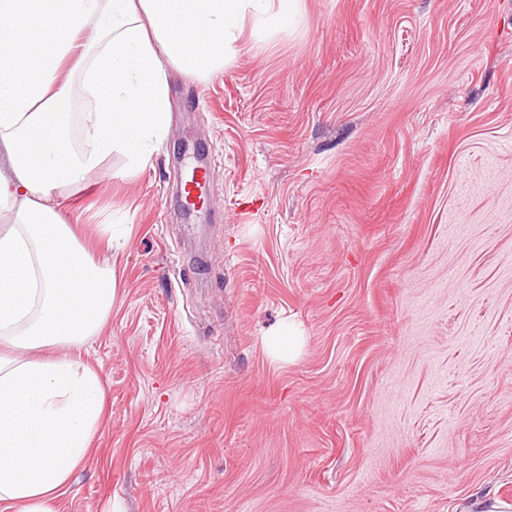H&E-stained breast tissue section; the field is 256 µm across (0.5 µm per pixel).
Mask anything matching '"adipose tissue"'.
Wrapping results in <instances>:
<instances>
[{
	"label": "adipose tissue",
	"mask_w": 512,
	"mask_h": 512,
	"mask_svg": "<svg viewBox=\"0 0 512 512\" xmlns=\"http://www.w3.org/2000/svg\"><path fill=\"white\" fill-rule=\"evenodd\" d=\"M296 0H0V507L56 512L91 453L104 393L71 349L112 313L115 270L55 193L113 152L146 167L170 128L169 72L205 75L234 53L247 12L290 20ZM90 111L80 148L72 82Z\"/></svg>",
	"instance_id": "ef3b65f1"
}]
</instances>
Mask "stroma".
<instances>
[{"label":"stroma","instance_id":"1","mask_svg":"<svg viewBox=\"0 0 512 512\" xmlns=\"http://www.w3.org/2000/svg\"><path fill=\"white\" fill-rule=\"evenodd\" d=\"M235 48L64 192L125 246L57 512H512V0H298ZM210 187L208 172L192 170L191 175L186 181V202L188 207L195 208L196 205L206 196ZM263 341L268 354L274 360L290 361L300 353L302 346V336H298L295 328L289 325L273 336H265Z\"/></svg>","mask_w":512,"mask_h":512}]
</instances>
